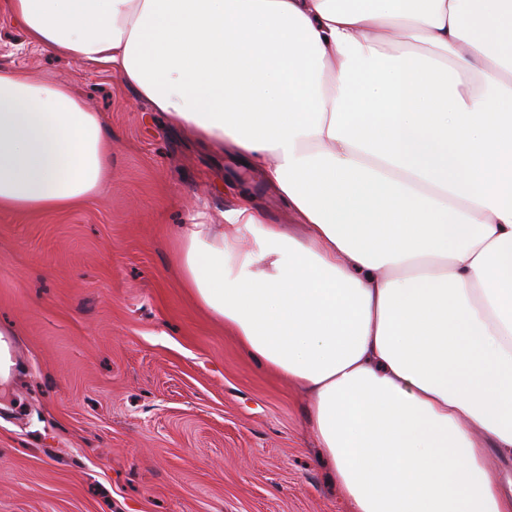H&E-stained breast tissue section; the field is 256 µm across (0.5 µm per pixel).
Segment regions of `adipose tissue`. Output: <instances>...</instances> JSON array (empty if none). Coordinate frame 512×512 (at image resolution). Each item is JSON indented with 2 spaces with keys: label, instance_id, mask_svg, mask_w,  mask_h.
Listing matches in <instances>:
<instances>
[{
  "label": "adipose tissue",
  "instance_id": "obj_1",
  "mask_svg": "<svg viewBox=\"0 0 512 512\" xmlns=\"http://www.w3.org/2000/svg\"><path fill=\"white\" fill-rule=\"evenodd\" d=\"M230 148L248 196L180 241L186 288L309 396L348 512H512V0H7ZM111 143L64 84L0 73V209L104 191ZM251 248H244V239Z\"/></svg>",
  "mask_w": 512,
  "mask_h": 512
}]
</instances>
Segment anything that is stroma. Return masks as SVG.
Segmentation results:
<instances>
[{
    "label": "stroma",
    "mask_w": 512,
    "mask_h": 512,
    "mask_svg": "<svg viewBox=\"0 0 512 512\" xmlns=\"http://www.w3.org/2000/svg\"><path fill=\"white\" fill-rule=\"evenodd\" d=\"M66 83L112 141L108 188L78 206L0 210V512H344L306 397L201 308L176 232L220 225L238 190L287 224L276 190L171 129L109 68L29 43L0 17V72Z\"/></svg>",
    "instance_id": "stroma-1"
}]
</instances>
